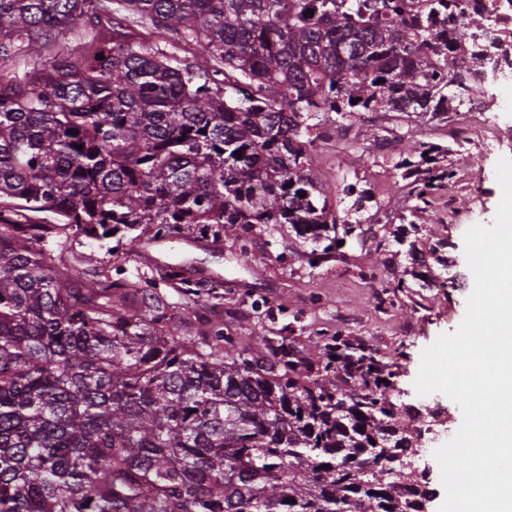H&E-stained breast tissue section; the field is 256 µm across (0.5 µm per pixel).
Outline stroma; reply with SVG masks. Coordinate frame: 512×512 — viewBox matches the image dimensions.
Here are the masks:
<instances>
[{
    "label": "stroma",
    "instance_id": "35a3bbf8",
    "mask_svg": "<svg viewBox=\"0 0 512 512\" xmlns=\"http://www.w3.org/2000/svg\"><path fill=\"white\" fill-rule=\"evenodd\" d=\"M504 95L500 79L485 81L480 103L492 126L485 141L465 146L456 136L463 118L459 112L430 122L398 112L373 119L356 113L346 118L342 132L332 116L312 126L316 142L311 168L327 190L329 209L348 212L350 221L366 230L345 254L317 267L308 264L311 240L287 224L272 230L254 228L245 257L231 233L217 242L196 236L155 239L148 234L140 242L152 264L180 265L195 276L223 281L216 303L224 310L225 328L243 343L284 335L291 345L314 351L320 335L339 331L388 358L406 352L391 399L404 423L421 430L422 448L413 467L428 471L429 486L439 495L444 489L433 452L456 434L462 412L443 394L418 396L413 381L422 350L438 335L454 332L466 312L474 281L463 236L473 224H492L501 199L495 166L500 157H512V111H502ZM421 142L448 147L454 190L448 195L436 192L430 205L417 212L396 165L415 158L414 147ZM350 184L369 191L375 206L353 212V200L344 194ZM383 239L390 246L381 251L377 244ZM71 249L84 256L90 269L120 266L131 277L147 271L148 265L121 252L109 254L94 240L80 239ZM371 266L382 272L384 281L406 279L400 306L376 310L374 290L361 276ZM450 277L459 279V287L439 288V281ZM257 301L262 304L258 310L253 307Z\"/></svg>",
    "mask_w": 512,
    "mask_h": 512
}]
</instances>
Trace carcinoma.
Returning a JSON list of instances; mask_svg holds the SVG:
<instances>
[{
	"mask_svg": "<svg viewBox=\"0 0 512 512\" xmlns=\"http://www.w3.org/2000/svg\"><path fill=\"white\" fill-rule=\"evenodd\" d=\"M452 9L464 0H0V512H421L415 473L383 480L413 447L396 361L339 334L315 358L285 336L244 346L206 316L219 281L89 272L45 247L132 256L147 231L217 242L236 224L245 256L255 225L289 224L329 241L326 259L359 225L327 209L308 121H432L448 95L481 94L493 56L456 53ZM446 155L422 143L397 164L425 206ZM404 288L381 285L377 308Z\"/></svg>",
	"mask_w": 512,
	"mask_h": 512,
	"instance_id": "cac0c4a2",
	"label": "carcinoma"
}]
</instances>
